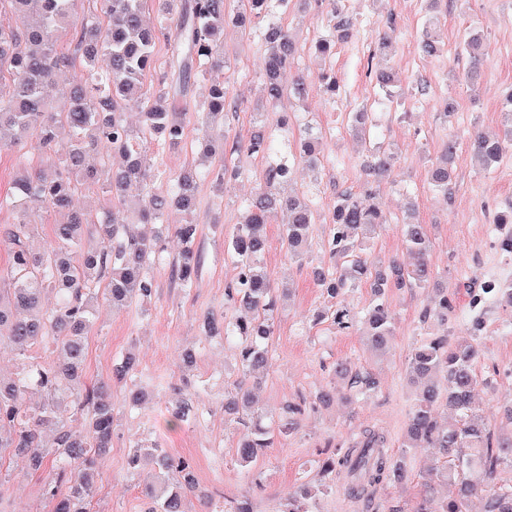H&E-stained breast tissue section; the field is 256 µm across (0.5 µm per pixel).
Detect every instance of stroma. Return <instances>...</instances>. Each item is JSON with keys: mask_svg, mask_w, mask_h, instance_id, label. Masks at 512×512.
Listing matches in <instances>:
<instances>
[{"mask_svg": "<svg viewBox=\"0 0 512 512\" xmlns=\"http://www.w3.org/2000/svg\"><path fill=\"white\" fill-rule=\"evenodd\" d=\"M350 13L361 21L358 33L342 44L336 56L315 55L316 40L327 32L326 21L312 6L293 0L283 22L298 46L296 72L310 86L305 103L289 105L286 129L274 131L275 150L269 159L250 160L243 174L224 188L203 182L198 189L195 221L203 266L191 287L173 283L169 269L152 270L151 300L116 310L98 299L92 328L87 336L86 376L99 381L109 378L112 366L126 353L139 363L136 381L152 392L146 403L122 408L109 454L100 464L93 512H147L144 491L154 482L151 467L129 465L135 443H156L190 458L199 488L211 495L216 507L225 500H249L253 512H276L279 502L301 484H320L317 461L329 448H344L367 428L382 432L391 448H398L414 400L408 384L412 350L424 340L445 336L449 340L471 334L473 291L459 288V281H473L475 288L487 281L512 282V253L499 246L490 225L496 212L512 208V155L483 172L473 167L469 134L480 129L489 134L501 128V110L506 92L512 89V0H440L437 34L444 44L442 56H420L417 44L425 28L423 0H345ZM394 30L392 63L399 71L405 92L402 103L388 101L366 75V62L381 66V59H368V49L379 32ZM480 33L488 54L479 65L476 81L465 76L466 58L458 44L464 32ZM224 87L229 99L238 103L228 113V138L247 139L255 112L261 111L259 94L263 46L257 34L230 29L224 34ZM333 70L340 81L337 100L322 91L320 74ZM424 94H413L415 84ZM454 98L457 114L452 122L440 115L443 98ZM373 112V141L395 147L399 161L389 178L374 184L380 207L391 223L378 227L369 241L370 251L382 259L410 257L396 220L407 201H414L417 219L426 225L432 243L431 262L438 278L449 284L447 321L425 317L434 298L431 289L395 290L388 295L395 334L392 350L379 357L368 351L357 331L337 332L330 319L315 321L317 312L328 311L330 302L312 280L313 267L323 265L329 254L323 242L329 234L326 223L315 226L306 263L285 256L280 232L287 217L274 214L266 226L269 250L264 262L275 284H287L290 295L279 297L274 313L272 360L260 383L252 385L255 410L263 424L277 421L283 405L316 393L333 381L330 371L339 358H349L376 378L378 387L358 401H342L309 409L302 415L298 431L278 437L274 447L263 449L257 461L243 466L237 461V446L247 435L243 425L224 417V394L243 379L237 363V341L205 339L201 324L207 312L226 313L224 291L237 274L224 253V240L244 219L243 203L257 190L267 160L287 158L291 184L304 191L319 213H327L336 189L363 184L365 144L348 128L347 115L358 109ZM314 122L323 133V150L316 168L297 160L298 138L305 122ZM206 134L199 117L187 126L184 145L157 149L146 145L153 166L151 185L161 190L169 178L197 160L194 146ZM460 143L454 167L455 187L445 196L427 181V170L444 141ZM481 356L476 370L482 380L476 404L489 426H499L505 409L512 406V307L500 303L487 307L480 335ZM192 348L197 363L192 371L181 368V354ZM187 398L198 409L189 425L173 424L169 411L177 398ZM434 452L410 448L405 461L412 478L401 486L377 488L370 506L352 503L344 493L343 478L331 490L317 494L312 512H413L428 493L444 498L447 485L428 489L419 471ZM47 476L28 472L17 458L0 460V512H50L44 497Z\"/></svg>", "mask_w": 512, "mask_h": 512, "instance_id": "stroma-1", "label": "stroma"}]
</instances>
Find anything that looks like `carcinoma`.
<instances>
[{
    "label": "carcinoma",
    "mask_w": 512,
    "mask_h": 512,
    "mask_svg": "<svg viewBox=\"0 0 512 512\" xmlns=\"http://www.w3.org/2000/svg\"><path fill=\"white\" fill-rule=\"evenodd\" d=\"M292 0H243L241 8L229 12L225 0H104L103 18H76V0H0L34 16L22 31L0 23V74L13 78L11 96L0 98V150H27L39 163L53 168V174L19 169L11 191L0 198V207L24 212L33 198L60 216L52 225V243L35 248L31 244L33 225L20 219L0 227V243L7 253L6 277L9 287L0 288V342L6 340L26 352L51 340L57 362L48 366L31 363L24 377H0V460L5 456L25 461L31 473L52 468L45 494L52 512H91L99 462L112 448L117 426V411L112 401V384L124 387L123 404L134 408L145 400L146 392L133 382L137 364L124 356L112 369L108 381L87 384V335L92 327L97 283L105 282V296L120 309L153 293L151 268L164 261L166 250L163 223L172 210L183 215L184 223L174 225L182 249L169 263L171 278L189 286L198 277L200 252L199 225L193 216L197 209L198 186L209 179L222 186L244 171L243 160L269 154L266 112L256 113L249 138L228 141L224 119L230 109L224 81L214 79L207 90V109L203 122L221 131L219 139L200 141L199 154L206 165H191L172 179L170 186L157 192L149 187L151 165L143 143L155 141L161 148L180 145L186 138L185 105L191 96L198 68L224 69V31L233 26L250 30L262 24L265 46L262 100L267 112L281 113L277 124L288 125V113L280 112L285 100L305 101L310 86L298 77L284 84L283 77L295 64L294 38L277 14L288 11ZM327 4L328 34L316 43L322 55L350 39L360 26L342 0H320ZM70 35L74 49L58 50L61 32ZM169 41L168 70L154 90L146 80L155 69V47L160 37ZM481 35L472 32L460 42V53L473 61L485 55ZM109 61L105 72L95 70L99 57ZM81 64L86 75L73 74ZM366 75L390 98H396L393 84L396 73L390 68L376 71L367 67ZM70 85L66 106L56 109L47 94L48 87ZM134 99L144 103L140 124L132 128L123 105ZM503 135L481 131L471 134L469 148L473 165L487 170L512 151V93L505 98ZM349 129L358 137L366 135L371 124L368 112H351ZM61 139L70 143L63 158H55L53 147ZM321 130L309 122L299 142V158L310 167L320 162L318 146ZM458 143H443L428 170L429 184L450 197L453 194V163ZM397 154L387 145L377 146L369 155L365 170L381 180L390 175ZM287 161L269 164L262 183L247 200L245 217L224 241V254L238 269L236 279L225 289L227 301L245 312L229 319L213 313L204 316L205 337L221 334L239 339L238 359L243 375L256 378L271 360L273 323L278 288L263 265L269 241L265 231L271 215L288 212L281 239L290 260L302 259L317 224L316 204L297 191H288ZM138 184L141 193L128 198L129 188ZM99 187L110 196V207L98 214L92 208L75 209L72 200L83 189ZM372 192L359 196L350 188L339 190L331 205L327 240L336 263L318 266L313 280L324 293L334 298L347 288L365 283L372 300L362 316L363 335L371 351L384 354L394 335L388 293L392 289L433 287L438 300L426 314L448 318V289L435 280L431 265V245L425 225L410 215L403 220L402 236L413 262L403 265L394 259L382 260L366 253V241L376 228L390 223L374 203ZM486 295L512 306V283L488 284ZM55 294L56 303L43 304L46 292ZM332 323L339 332L351 329L356 316L343 305H336ZM483 316L471 319L472 337L450 342L438 336L422 342L411 354L414 404L402 437L403 448H437L445 458L443 465L428 470L427 482H444L454 494L444 500L427 496L415 512H468L469 502L480 497L484 512H512V484L497 482L498 468L512 467V414L507 424L491 429L474 402L480 379L476 363L480 352L479 336ZM333 373L340 387L318 392L315 406H328L338 400L356 401L375 388L370 374L354 361L336 360ZM35 384L47 395L39 407L27 400V389ZM307 399L300 397L285 404L278 424L266 427L251 415L252 399L243 387L224 397V416L238 421L251 416V435L237 450L238 461L250 464L263 448H271L276 435L298 429ZM81 414L88 420V432L75 434L66 428L67 419ZM171 416L189 422L197 408L189 399H178ZM149 465L156 483L148 496L154 507L149 512H189L188 495L197 488L192 464L162 448L137 445L130 465ZM322 477L341 471L347 494L357 500L370 489L400 485L408 478L403 459L386 448L385 436L375 429L364 430L348 447L325 453L317 461ZM320 489L301 487L288 496L279 512H310L306 499Z\"/></svg>",
    "instance_id": "cac0c4a2"
}]
</instances>
